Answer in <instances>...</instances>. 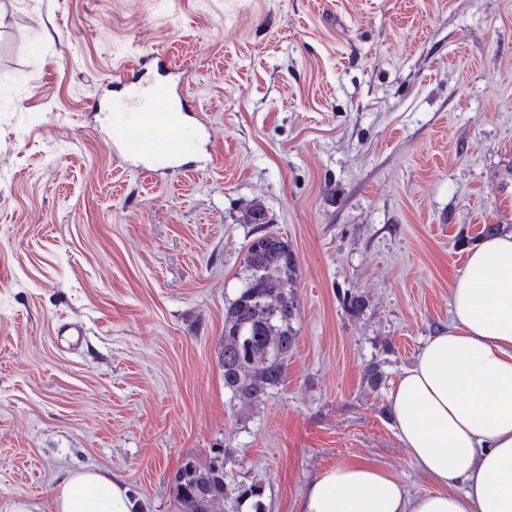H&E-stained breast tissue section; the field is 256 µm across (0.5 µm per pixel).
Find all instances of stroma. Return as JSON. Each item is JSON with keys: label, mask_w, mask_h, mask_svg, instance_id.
<instances>
[{"label": "stroma", "mask_w": 512, "mask_h": 512, "mask_svg": "<svg viewBox=\"0 0 512 512\" xmlns=\"http://www.w3.org/2000/svg\"><path fill=\"white\" fill-rule=\"evenodd\" d=\"M181 81L209 150L114 160L129 88ZM256 203L298 337L249 402L219 359ZM488 224L512 230V0H0V512L84 469L178 512L174 472L219 449L264 512L346 459L431 491L389 396Z\"/></svg>", "instance_id": "stroma-1"}]
</instances>
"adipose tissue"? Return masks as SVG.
Masks as SVG:
<instances>
[{
	"instance_id": "1",
	"label": "adipose tissue",
	"mask_w": 512,
	"mask_h": 512,
	"mask_svg": "<svg viewBox=\"0 0 512 512\" xmlns=\"http://www.w3.org/2000/svg\"><path fill=\"white\" fill-rule=\"evenodd\" d=\"M448 326L430 336L390 394L398 436L434 491L347 459L318 474L297 512H512V232L470 248ZM56 512H134L119 478L70 473Z\"/></svg>"
}]
</instances>
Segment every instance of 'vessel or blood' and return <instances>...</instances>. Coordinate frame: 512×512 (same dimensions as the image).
<instances>
[{
    "instance_id": "b4317fda",
    "label": "vessel or blood",
    "mask_w": 512,
    "mask_h": 512,
    "mask_svg": "<svg viewBox=\"0 0 512 512\" xmlns=\"http://www.w3.org/2000/svg\"><path fill=\"white\" fill-rule=\"evenodd\" d=\"M171 97L159 92L150 97L146 109L152 118L142 121L135 133L117 136L114 157L122 162H144L172 157L187 149L179 118L171 108Z\"/></svg>"
}]
</instances>
